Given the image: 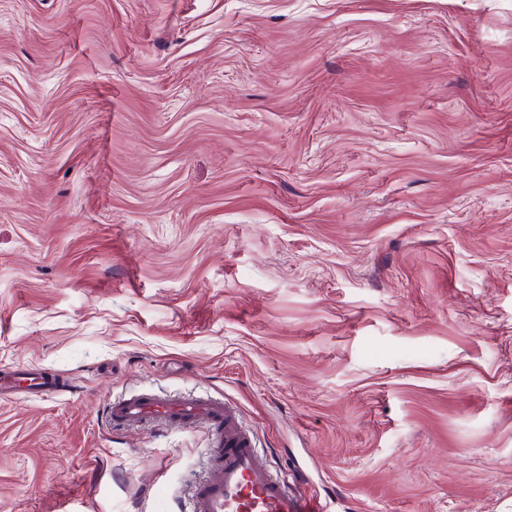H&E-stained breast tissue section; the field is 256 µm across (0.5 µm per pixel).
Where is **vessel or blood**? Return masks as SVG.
Wrapping results in <instances>:
<instances>
[{
    "mask_svg": "<svg viewBox=\"0 0 512 512\" xmlns=\"http://www.w3.org/2000/svg\"><path fill=\"white\" fill-rule=\"evenodd\" d=\"M59 390L51 375L33 377L23 370L0 375L1 396H49ZM107 414L112 425L128 428L162 420L209 429L211 474L194 486L189 512H327L320 499L288 486L256 447L237 410L224 400L142 391L113 399Z\"/></svg>",
    "mask_w": 512,
    "mask_h": 512,
    "instance_id": "vessel-or-blood-1",
    "label": "vessel or blood"
}]
</instances>
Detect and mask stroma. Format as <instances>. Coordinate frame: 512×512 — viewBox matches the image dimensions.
<instances>
[{"label": "stroma", "instance_id": "stroma-1", "mask_svg": "<svg viewBox=\"0 0 512 512\" xmlns=\"http://www.w3.org/2000/svg\"><path fill=\"white\" fill-rule=\"evenodd\" d=\"M0 512H187L236 404L330 512H512V0H0ZM60 391L59 381L52 375L30 377L24 370L0 375L1 396H49Z\"/></svg>", "mask_w": 512, "mask_h": 512}]
</instances>
